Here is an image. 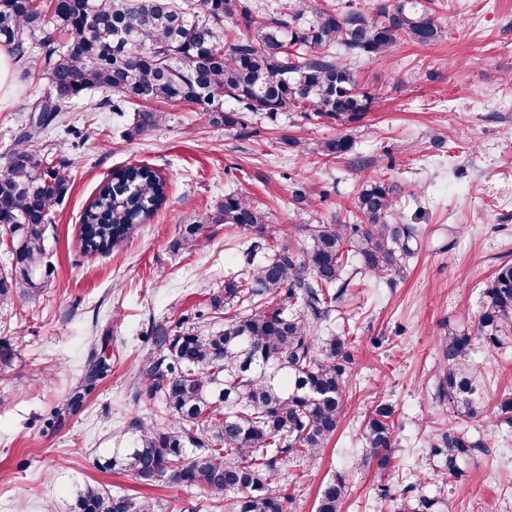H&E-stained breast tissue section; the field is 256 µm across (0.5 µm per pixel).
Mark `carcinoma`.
<instances>
[{
    "mask_svg": "<svg viewBox=\"0 0 512 512\" xmlns=\"http://www.w3.org/2000/svg\"><path fill=\"white\" fill-rule=\"evenodd\" d=\"M438 19L422 0H380L369 13L347 3L287 0H0V46L12 52L41 97L29 131L0 164V229L13 264L0 276V304L33 298L47 287L46 241L54 206L70 188V163L30 149L50 122L87 92L122 117L137 112L139 129L165 113L153 102H178L226 129H245L247 114L279 112L354 124L370 111L351 62L387 53L399 42L441 40ZM347 136L323 142L319 154L340 159ZM166 179L145 164L116 170L83 212L79 241L86 254L120 247L134 227L166 204ZM353 224H305V248L277 243L279 231L240 194L224 195L206 224H188L192 244L209 224L255 235L248 270L224 281V328L157 330L162 353L139 375L159 415L133 418L120 431L105 464L139 480L166 479L204 494L205 512H288L299 476L283 483L292 460L323 455L346 414L352 364L350 340L324 334L347 288L367 276L393 281L416 252L420 229L402 223L401 197L385 180L367 178ZM512 346V264L498 268L484 289L474 329L448 334L436 369V397L448 404V426L433 434L438 465L404 489L397 512H427L426 488L459 478L478 444L456 426L487 413L475 343ZM394 406L372 401L363 424L364 464L379 481L391 475ZM494 418L512 426V396ZM349 494L336 474L319 487L315 512H342ZM71 512H154L151 502L114 495L91 484L73 490Z\"/></svg>",
    "mask_w": 512,
    "mask_h": 512,
    "instance_id": "carcinoma-1",
    "label": "carcinoma"
}]
</instances>
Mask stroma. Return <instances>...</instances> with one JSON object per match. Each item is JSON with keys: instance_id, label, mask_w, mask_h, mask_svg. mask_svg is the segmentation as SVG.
Segmentation results:
<instances>
[{"instance_id": "1", "label": "stroma", "mask_w": 512, "mask_h": 512, "mask_svg": "<svg viewBox=\"0 0 512 512\" xmlns=\"http://www.w3.org/2000/svg\"><path fill=\"white\" fill-rule=\"evenodd\" d=\"M432 7L447 32L443 41L402 44L357 61L359 82L373 97L359 123L281 112L258 119V135L245 137L168 103L165 121L140 132L133 113L118 120L100 107L105 93L98 90L34 140L37 153L70 160L72 179L51 215L47 288L0 307V342L17 353L13 369L0 376V512H70L76 482L146 496L156 512H194L197 490L147 484L100 465L132 417L158 412L135 384L154 350L152 327L176 329L187 315L199 330L218 327L211 300L247 265L248 233L215 224L187 246L183 227L213 213L225 194L243 193L297 247L296 226L348 215L362 174L412 190L403 220L420 228V248L396 284L370 278L348 290L342 318L331 324L351 340L346 416L322 459L283 471L304 476L288 512H314L320 484L334 474L350 487L344 512H396L403 489L430 466L432 434L448 423L433 378L440 341L472 324L495 269L512 262V0H433ZM35 100L18 79L12 97L0 102V157L23 133ZM70 125L87 133L84 143L73 145ZM345 134L354 156L366 161L364 172L318 154L321 141ZM292 138L300 150L288 148ZM136 163L165 176L166 206L119 250L83 253V209L113 170ZM298 182L312 207L293 204ZM101 357L108 375L71 406L88 363ZM473 360L487 403L512 392V348L480 343ZM378 396L395 408L396 471L387 499L362 463L360 427ZM461 428L480 448L462 479L429 488L436 500L430 512H512V429L491 416Z\"/></svg>"}]
</instances>
